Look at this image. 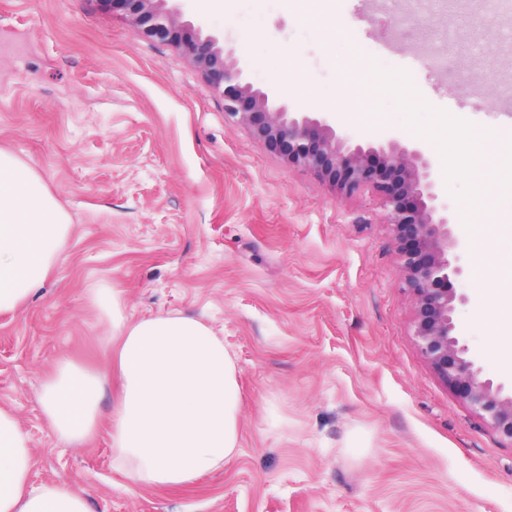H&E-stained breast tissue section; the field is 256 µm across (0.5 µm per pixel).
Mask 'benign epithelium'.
I'll return each instance as SVG.
<instances>
[{
  "label": "benign epithelium",
  "instance_id": "benign-epithelium-1",
  "mask_svg": "<svg viewBox=\"0 0 512 512\" xmlns=\"http://www.w3.org/2000/svg\"><path fill=\"white\" fill-rule=\"evenodd\" d=\"M151 39L185 49L212 88L224 98V112L250 127L274 153L327 182L335 193L353 197L371 184L381 196L384 223L399 241L405 287L416 304L415 334L432 367L454 384L461 398L489 416L490 424L512 442V396L480 379L456 336V295L451 277L462 268L448 260L453 206L442 198L431 158L396 141L379 147L350 145L326 118L291 112L268 92L245 80L233 52L217 37L182 20L162 0H93Z\"/></svg>",
  "mask_w": 512,
  "mask_h": 512
}]
</instances>
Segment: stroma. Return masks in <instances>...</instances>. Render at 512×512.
I'll return each mask as SVG.
<instances>
[{
  "label": "stroma",
  "instance_id": "1",
  "mask_svg": "<svg viewBox=\"0 0 512 512\" xmlns=\"http://www.w3.org/2000/svg\"><path fill=\"white\" fill-rule=\"evenodd\" d=\"M176 6L292 111L422 149L457 210L486 191L494 227L460 223L448 242L463 267L455 319L482 378L511 395L486 315L498 285L479 264L512 257V182L479 188L445 156L481 133L512 141L481 68L489 53L512 68V4L421 17L447 29L468 73L457 83L387 52L391 18L372 0ZM0 149L71 222L39 294L0 313V407L29 439L32 485H66L88 512H512V446L422 355L377 192L339 198L271 152L184 51L88 0H0ZM102 288L130 319L179 312L217 330L241 395L223 468L138 486L113 469L106 426L80 445L50 429L39 392L55 362L110 369Z\"/></svg>",
  "mask_w": 512,
  "mask_h": 512
}]
</instances>
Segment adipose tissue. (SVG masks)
<instances>
[{
	"mask_svg": "<svg viewBox=\"0 0 512 512\" xmlns=\"http://www.w3.org/2000/svg\"><path fill=\"white\" fill-rule=\"evenodd\" d=\"M70 230L36 173L0 151V313L45 285ZM108 327L121 393L109 417L112 464L135 485L181 487L226 464L238 445L235 365L215 330L180 313L130 320L117 296L97 297ZM108 375L58 360L39 395L50 427L80 444L100 421ZM32 456L16 417L0 409V512H88L68 487L29 485Z\"/></svg>",
	"mask_w": 512,
	"mask_h": 512,
	"instance_id": "1",
	"label": "adipose tissue"
}]
</instances>
